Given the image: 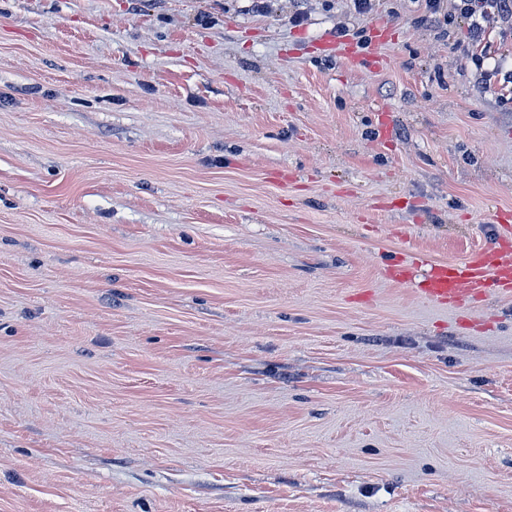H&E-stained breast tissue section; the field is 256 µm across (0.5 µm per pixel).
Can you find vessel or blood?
Returning <instances> with one entry per match:
<instances>
[{"mask_svg":"<svg viewBox=\"0 0 512 512\" xmlns=\"http://www.w3.org/2000/svg\"><path fill=\"white\" fill-rule=\"evenodd\" d=\"M512 289V248L491 246L464 264L437 262L430 269L423 293L434 303L481 298L489 280Z\"/></svg>","mask_w":512,"mask_h":512,"instance_id":"1","label":"vessel or blood"}]
</instances>
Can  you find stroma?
<instances>
[{
  "label": "stroma",
  "instance_id": "35a3bbf8",
  "mask_svg": "<svg viewBox=\"0 0 512 512\" xmlns=\"http://www.w3.org/2000/svg\"><path fill=\"white\" fill-rule=\"evenodd\" d=\"M297 6L0 0V512H512V27ZM490 279L497 280L512 293V249L500 244L491 246L466 264L437 262L421 288L425 297L434 303L459 302L483 298Z\"/></svg>",
  "mask_w": 512,
  "mask_h": 512
}]
</instances>
